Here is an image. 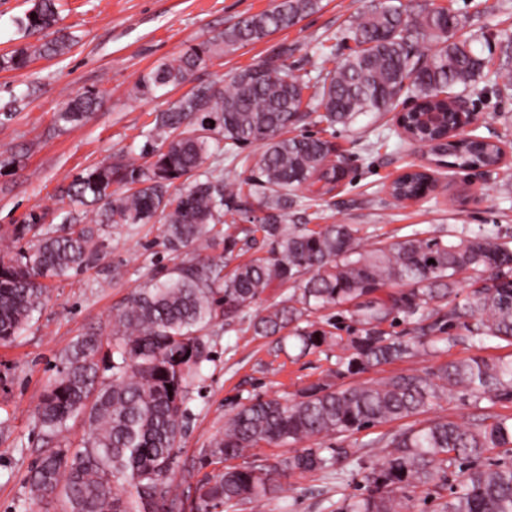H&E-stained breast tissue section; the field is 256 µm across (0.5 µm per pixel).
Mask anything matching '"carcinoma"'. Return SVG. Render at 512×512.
<instances>
[{"label": "carcinoma", "instance_id": "obj_1", "mask_svg": "<svg viewBox=\"0 0 512 512\" xmlns=\"http://www.w3.org/2000/svg\"><path fill=\"white\" fill-rule=\"evenodd\" d=\"M320 6L321 0H276L268 10L242 15L210 41L141 74L133 93L152 99L182 87L224 52L287 30ZM60 9L59 0H34L13 23L24 37L45 33L58 24ZM460 28L461 19L446 7L414 14L403 0H383L351 22L355 47L331 68L329 47H320L321 65L302 71L288 63L282 46L226 86L198 79L156 114L141 148L143 163L118 154L74 176L67 189L73 208L62 215L61 232L37 227L42 216L32 213L6 234L11 245L0 251L1 344L41 312L47 282L99 259L102 226L158 222L165 248L193 250L190 259L131 295L112 317L111 343L87 334L66 353L59 378L42 395L38 421L53 437L81 415L88 433L78 448L39 452L28 481L33 501H58L62 512H181L173 474L190 387L209 360L206 331L246 318L270 288L288 286L291 293L250 320L256 336H279L291 327L301 350L319 349L331 336L309 316L329 307L359 325L336 337L341 354L331 376L338 379L428 355L441 341L478 351L491 343L512 346V246L505 238L463 229L445 240L416 230L367 249L352 224H288L294 191L338 180L332 143L294 133L312 112L330 127H347L363 114L393 111L405 94L416 111L441 114L431 126L413 119L408 129L407 139L425 143L430 161L448 158L458 167L478 164L512 175L499 143L450 134L447 114L457 111V89H478L485 69L470 39L457 35ZM421 41L433 48L413 50ZM71 42L63 34L25 43L0 58V66L21 70L35 56L64 54ZM493 82L512 91V66L503 63ZM100 104L99 93H78L55 112V125L85 121ZM254 144L262 152L251 175L228 179L224 163L245 164L243 151ZM430 171L422 166L398 177L390 197L398 204L422 198ZM80 206L95 207L93 222ZM251 211L262 213V223H247ZM228 216L232 232L224 231ZM258 234L268 256L228 268ZM217 248L220 254H210ZM399 315L420 335L383 328ZM453 392L475 407L485 400L511 402L512 358L474 355L376 381H319L289 401L247 398L203 449L202 465L234 460L262 445L306 447L273 465H228L205 476L196 483L194 509L212 512L270 498L280 490L276 478L328 469L350 453L314 441L419 415ZM377 443L385 455L362 466L366 492L336 503V512H399L407 489L429 495L445 487L449 495L437 496L433 512H512V415L481 414L470 424L438 419L385 434Z\"/></svg>", "mask_w": 512, "mask_h": 512}]
</instances>
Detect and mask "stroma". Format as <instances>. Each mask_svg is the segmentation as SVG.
<instances>
[{
    "instance_id": "1",
    "label": "stroma",
    "mask_w": 512,
    "mask_h": 512,
    "mask_svg": "<svg viewBox=\"0 0 512 512\" xmlns=\"http://www.w3.org/2000/svg\"><path fill=\"white\" fill-rule=\"evenodd\" d=\"M413 11L444 5L461 16L473 49L487 62V78L478 91L463 94L475 115L474 132L500 140L505 164L512 166V94L499 93L490 78L503 61L504 32L512 33V0H407ZM274 0H62L61 28L75 39L69 52L37 58L22 70L0 69V151L14 159L0 169V229L42 214V228L59 229L68 210L66 189L74 174L121 152L138 156L156 112L182 94L139 100L131 89L140 74L210 40L238 16L270 9ZM370 0H322L321 8L287 31L229 52L214 60L209 80H230L241 69L287 46L290 64H319L318 45L336 56L354 43L350 22ZM100 93L102 104L83 123L55 128L54 114L68 98L84 90ZM301 131L336 146L343 177L319 202L324 224L359 227L366 243L404 239L413 230L445 237L462 229L512 232V181L503 182L480 167L457 173L441 170L440 189L398 206L389 183L407 166L427 162L424 148L402 139L392 115L367 114L344 128L310 117ZM105 259L78 274L54 279L39 316L9 345H0V512H61L59 503L32 505L27 478L44 447L36 409L45 386L77 337L106 331L112 316L156 269L174 265L161 244V227L135 224L101 233ZM212 358L203 364L200 392L192 393L189 414L178 443L175 481L193 494L198 480L220 470L200 466L199 453L224 428V419L242 399L261 396L290 400L301 389L327 377L338 347L301 352L295 338L281 341L254 336L248 322L217 324L207 335ZM508 412L512 405L483 402L481 407L451 396L428 414L361 431L347 438L322 439L325 448L357 449L358 461L343 460L333 471L283 478L272 498L247 502L232 512H336L344 496L355 494L359 463L379 460L383 449L371 440L409 424L435 418L470 421L476 410Z\"/></svg>"
}]
</instances>
